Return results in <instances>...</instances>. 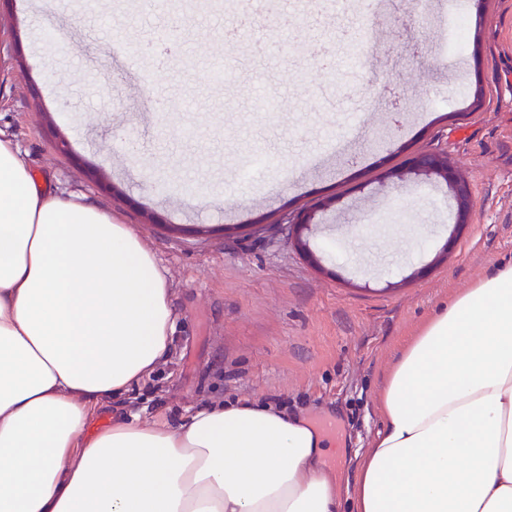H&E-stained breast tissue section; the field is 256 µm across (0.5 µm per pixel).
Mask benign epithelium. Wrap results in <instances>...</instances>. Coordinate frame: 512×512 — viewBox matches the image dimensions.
<instances>
[{
    "mask_svg": "<svg viewBox=\"0 0 512 512\" xmlns=\"http://www.w3.org/2000/svg\"><path fill=\"white\" fill-rule=\"evenodd\" d=\"M389 178L393 179L397 188L419 184H434L446 188L455 206V228L459 229L468 223V217L473 209L470 184L455 172L448 162V156L444 153L433 150L414 153L407 159L404 167L390 173ZM328 207L330 204L326 203L317 211H304L291 220L297 243L311 261L316 260V257L309 250L308 237L314 226L319 223L318 211Z\"/></svg>",
    "mask_w": 512,
    "mask_h": 512,
    "instance_id": "7a95c632",
    "label": "benign epithelium"
}]
</instances>
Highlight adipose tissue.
Listing matches in <instances>:
<instances>
[{
    "label": "adipose tissue",
    "instance_id": "adipose-tissue-1",
    "mask_svg": "<svg viewBox=\"0 0 512 512\" xmlns=\"http://www.w3.org/2000/svg\"><path fill=\"white\" fill-rule=\"evenodd\" d=\"M178 318L130 225L0 131V512H337L326 435L273 405L96 426L166 362ZM380 413L355 512H512V261L436 311Z\"/></svg>",
    "mask_w": 512,
    "mask_h": 512
}]
</instances>
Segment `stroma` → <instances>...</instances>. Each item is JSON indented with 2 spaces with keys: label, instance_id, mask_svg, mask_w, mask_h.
<instances>
[{
  "label": "stroma",
  "instance_id": "obj_1",
  "mask_svg": "<svg viewBox=\"0 0 512 512\" xmlns=\"http://www.w3.org/2000/svg\"><path fill=\"white\" fill-rule=\"evenodd\" d=\"M438 2L0 0V130L58 191L130 224L173 284L172 353L113 409L174 424L240 400L330 421L351 512L391 364L512 260V0L452 18ZM163 37L180 48L166 64L144 50ZM227 55L232 77L212 81ZM421 150L470 182L462 231L440 191L385 180ZM319 206L313 264L286 223Z\"/></svg>",
  "mask_w": 512,
  "mask_h": 512
}]
</instances>
